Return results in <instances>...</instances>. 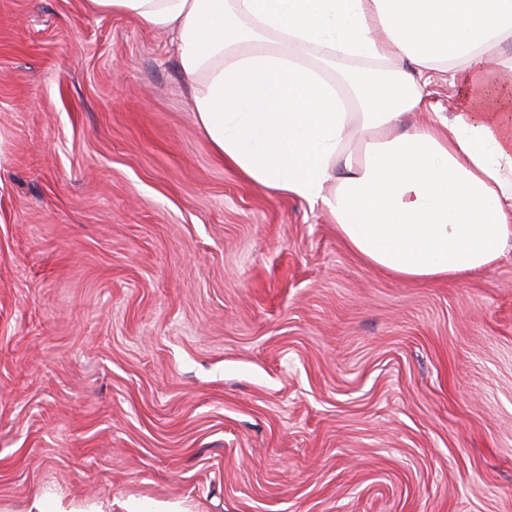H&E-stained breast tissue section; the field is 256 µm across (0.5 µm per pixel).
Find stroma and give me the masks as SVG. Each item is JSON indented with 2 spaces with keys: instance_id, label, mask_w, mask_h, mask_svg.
<instances>
[{
  "instance_id": "1",
  "label": "stroma",
  "mask_w": 512,
  "mask_h": 512,
  "mask_svg": "<svg viewBox=\"0 0 512 512\" xmlns=\"http://www.w3.org/2000/svg\"><path fill=\"white\" fill-rule=\"evenodd\" d=\"M512 512V250L434 282L224 165L169 36L0 0V503Z\"/></svg>"
}]
</instances>
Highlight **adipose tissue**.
<instances>
[{"instance_id":"1","label":"adipose tissue","mask_w":512,"mask_h":512,"mask_svg":"<svg viewBox=\"0 0 512 512\" xmlns=\"http://www.w3.org/2000/svg\"><path fill=\"white\" fill-rule=\"evenodd\" d=\"M85 3L171 34L225 165L324 206L371 265L435 280L512 247V0ZM339 55L392 64L391 76L351 77L342 99L326 72ZM441 70L461 91L448 114L425 92ZM420 111L425 123L402 129Z\"/></svg>"}]
</instances>
